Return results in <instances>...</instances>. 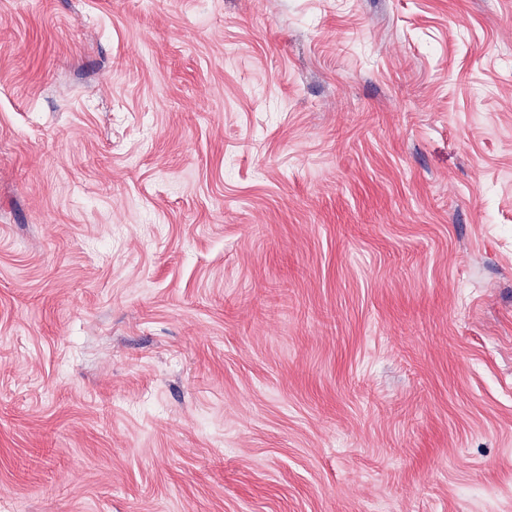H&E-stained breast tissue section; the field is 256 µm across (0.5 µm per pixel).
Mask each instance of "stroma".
<instances>
[{"instance_id": "1", "label": "stroma", "mask_w": 512, "mask_h": 512, "mask_svg": "<svg viewBox=\"0 0 512 512\" xmlns=\"http://www.w3.org/2000/svg\"><path fill=\"white\" fill-rule=\"evenodd\" d=\"M0 512H512V0H0Z\"/></svg>"}]
</instances>
